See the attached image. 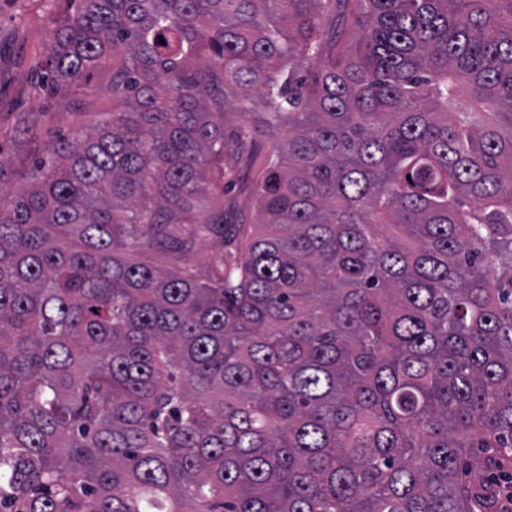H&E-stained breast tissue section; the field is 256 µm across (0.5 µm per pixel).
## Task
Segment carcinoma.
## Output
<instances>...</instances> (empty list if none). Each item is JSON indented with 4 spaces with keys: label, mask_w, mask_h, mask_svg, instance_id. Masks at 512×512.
I'll return each mask as SVG.
<instances>
[{
    "label": "carcinoma",
    "mask_w": 512,
    "mask_h": 512,
    "mask_svg": "<svg viewBox=\"0 0 512 512\" xmlns=\"http://www.w3.org/2000/svg\"><path fill=\"white\" fill-rule=\"evenodd\" d=\"M68 4L46 92L110 62L113 104L0 205V512H489L512 0ZM228 110L287 132L254 224L210 190ZM230 246L223 244L220 240H209L197 246L196 254L193 261L198 265L212 266L216 261L222 257L228 258Z\"/></svg>",
    "instance_id": "cac0c4a2"
}]
</instances>
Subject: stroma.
Returning <instances> with one entry per match:
<instances>
[{"instance_id":"35a3bbf8","label":"stroma","mask_w":512,"mask_h":512,"mask_svg":"<svg viewBox=\"0 0 512 512\" xmlns=\"http://www.w3.org/2000/svg\"><path fill=\"white\" fill-rule=\"evenodd\" d=\"M67 10L65 0H0V150L10 153L14 171L10 185L35 160L48 157L57 137L83 133L98 116L62 91L47 95L38 82L44 72L48 45L56 23ZM34 109L32 122L21 125V112ZM241 119L224 117L228 150L239 153L234 176L224 183V209L243 224L254 223L257 214L255 184L265 170L276 142L260 132L244 148L236 139Z\"/></svg>"}]
</instances>
